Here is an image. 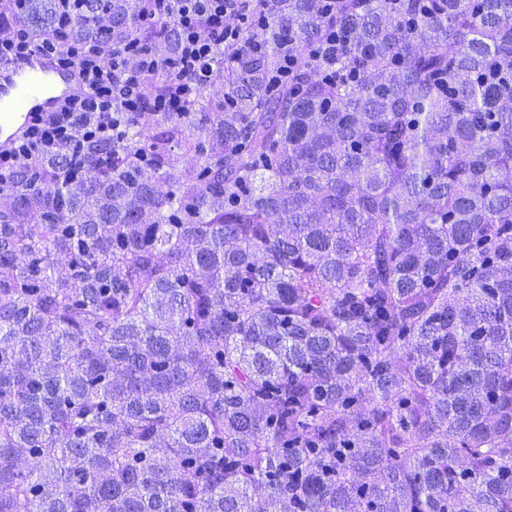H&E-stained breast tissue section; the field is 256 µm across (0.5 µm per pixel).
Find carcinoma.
<instances>
[{
    "instance_id": "obj_1",
    "label": "carcinoma",
    "mask_w": 512,
    "mask_h": 512,
    "mask_svg": "<svg viewBox=\"0 0 512 512\" xmlns=\"http://www.w3.org/2000/svg\"><path fill=\"white\" fill-rule=\"evenodd\" d=\"M147 8L11 19L174 46ZM260 8L224 102L4 186L0 512H512V0Z\"/></svg>"
}]
</instances>
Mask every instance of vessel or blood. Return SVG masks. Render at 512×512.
<instances>
[{"label": "vessel or blood", "instance_id": "vessel-or-blood-1", "mask_svg": "<svg viewBox=\"0 0 512 512\" xmlns=\"http://www.w3.org/2000/svg\"><path fill=\"white\" fill-rule=\"evenodd\" d=\"M87 92L74 70L36 49L0 63V151L11 150L41 118Z\"/></svg>", "mask_w": 512, "mask_h": 512}]
</instances>
